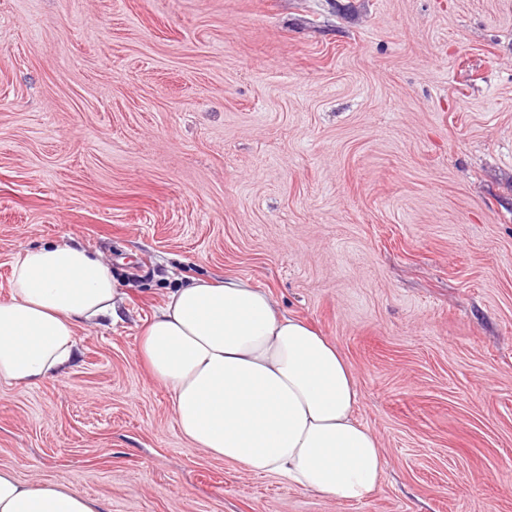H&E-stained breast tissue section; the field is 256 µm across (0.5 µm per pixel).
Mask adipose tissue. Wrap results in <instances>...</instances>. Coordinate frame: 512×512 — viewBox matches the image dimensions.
Here are the masks:
<instances>
[{
	"label": "adipose tissue",
	"mask_w": 512,
	"mask_h": 512,
	"mask_svg": "<svg viewBox=\"0 0 512 512\" xmlns=\"http://www.w3.org/2000/svg\"><path fill=\"white\" fill-rule=\"evenodd\" d=\"M126 289L87 248L46 243L11 263L0 299V383L60 375L78 351L79 325L117 319ZM137 356L167 387L180 432L197 448L256 475L359 501L384 473L359 394L335 343L277 309L249 280L195 278L170 289L144 326ZM96 499L53 484L32 487L0 469V512H100Z\"/></svg>",
	"instance_id": "obj_1"
}]
</instances>
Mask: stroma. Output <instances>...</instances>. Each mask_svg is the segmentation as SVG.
Segmentation results:
<instances>
[{
  "mask_svg": "<svg viewBox=\"0 0 512 512\" xmlns=\"http://www.w3.org/2000/svg\"><path fill=\"white\" fill-rule=\"evenodd\" d=\"M81 244L128 290L0 385V468L103 512H512V0H0V299ZM237 276L336 343L363 500L208 456L137 339Z\"/></svg>",
  "mask_w": 512,
  "mask_h": 512,
  "instance_id": "obj_1",
  "label": "stroma"
}]
</instances>
